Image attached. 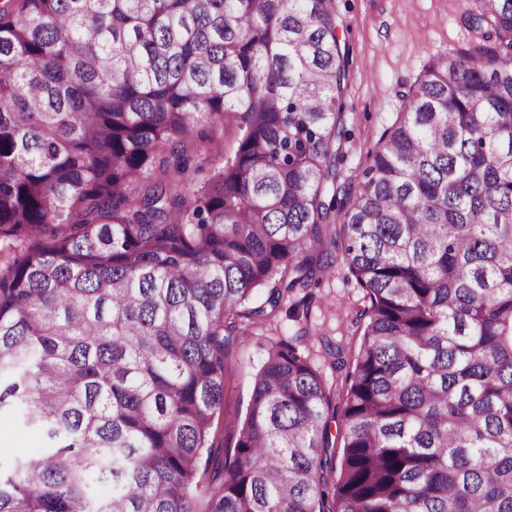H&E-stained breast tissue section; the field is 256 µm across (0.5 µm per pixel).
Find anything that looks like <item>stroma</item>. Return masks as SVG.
I'll return each instance as SVG.
<instances>
[{"label": "stroma", "mask_w": 512, "mask_h": 512, "mask_svg": "<svg viewBox=\"0 0 512 512\" xmlns=\"http://www.w3.org/2000/svg\"><path fill=\"white\" fill-rule=\"evenodd\" d=\"M464 9V0H336L338 36L350 46L352 59L343 95L348 133L343 178H356L368 165L381 131L399 110L400 91L430 58L477 45L476 34L464 23ZM362 295L339 257L318 285L285 295L270 320H241L243 335L226 359L224 400L211 435L224 461L237 453L254 374L274 342L286 340L298 348L319 372L333 407H342L346 376L361 344L353 320ZM329 343L340 346L342 364L332 365L325 353ZM44 445L43 436L28 428L19 412L0 411V466L36 457Z\"/></svg>", "instance_id": "obj_1"}]
</instances>
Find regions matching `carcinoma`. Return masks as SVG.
<instances>
[{
  "instance_id": "1",
  "label": "carcinoma",
  "mask_w": 512,
  "mask_h": 512,
  "mask_svg": "<svg viewBox=\"0 0 512 512\" xmlns=\"http://www.w3.org/2000/svg\"><path fill=\"white\" fill-rule=\"evenodd\" d=\"M467 23L488 44L431 59L342 182L336 0H0V410L46 441L0 512H512V0ZM334 252L341 414L275 343L223 462L237 319ZM239 130L234 118L230 115L224 120V127H217L211 134V141L204 144L201 153H223L224 159L231 156L237 148Z\"/></svg>"
}]
</instances>
